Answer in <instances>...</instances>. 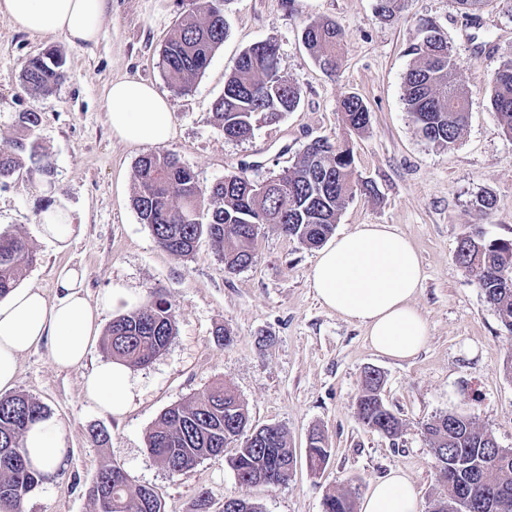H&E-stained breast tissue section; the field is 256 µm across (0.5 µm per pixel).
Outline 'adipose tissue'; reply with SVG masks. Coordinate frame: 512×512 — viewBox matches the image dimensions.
Wrapping results in <instances>:
<instances>
[{
    "label": "adipose tissue",
    "mask_w": 512,
    "mask_h": 512,
    "mask_svg": "<svg viewBox=\"0 0 512 512\" xmlns=\"http://www.w3.org/2000/svg\"><path fill=\"white\" fill-rule=\"evenodd\" d=\"M107 0H0V16L15 29L62 34L69 41L97 42ZM107 121L114 139L163 145L176 130L165 96L133 76L115 80L107 93ZM424 271L411 242L388 224H361L336 236L318 254L310 286L321 303L367 332L373 349L392 359L415 356L427 336L425 318L413 305ZM54 299L41 289L22 288L0 299V391L12 389L21 354L46 346L61 369L81 365L100 333L101 315L128 313L139 305L136 293L114 288L99 300L82 290L77 271H61ZM89 399L113 416L124 415L131 400L130 370L118 360L94 367L84 380ZM31 463L52 476L63 463L67 434L53 418L33 424L25 437ZM361 512H419L418 500L402 471H392L363 497Z\"/></svg>",
    "instance_id": "adipose-tissue-1"
}]
</instances>
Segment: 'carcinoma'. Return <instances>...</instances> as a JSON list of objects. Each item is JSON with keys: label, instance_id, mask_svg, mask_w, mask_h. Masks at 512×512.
<instances>
[{"label": "carcinoma", "instance_id": "obj_1", "mask_svg": "<svg viewBox=\"0 0 512 512\" xmlns=\"http://www.w3.org/2000/svg\"><path fill=\"white\" fill-rule=\"evenodd\" d=\"M231 0H189L160 49L164 76L177 94L192 91L227 33L226 11ZM402 0H376V13L389 19ZM421 36L409 48L414 64L405 78V103L421 136L440 147L454 145L466 125L469 97L457 83L458 55L446 33L435 23L420 24ZM345 40L331 19L305 24L302 43L319 68L333 75ZM63 61L48 53L26 61L21 86L50 96L65 77ZM301 89L279 68L278 48L272 41L245 49L224 93L213 103L216 125L228 140L251 137L257 124H274L295 111ZM490 104L504 129L512 134V59L494 74ZM342 120L357 132L370 123V111L356 95L340 103ZM37 112L19 116L20 137L0 150V185L27 178L35 187L53 176L51 158L33 139ZM28 156L30 166L23 164ZM371 191L356 175L353 153L326 138L307 143L296 163L258 183L246 172L231 173L209 187L169 152L157 151L135 165L133 205L149 225L158 246L183 257L194 254L206 235L224 259V268H247L264 225L273 224L288 238L308 247L320 246L334 231L338 215L358 190ZM26 241L0 234V298L9 294L33 264ZM456 260L481 288L486 303L512 336V238L489 239L480 232L464 235ZM176 327L172 305L161 295L152 302L112 320L105 350L132 367L144 366L167 348ZM383 379L376 369L364 372L356 403L361 423L391 439L402 432L400 419L381 395ZM48 416L47 407L25 395L0 397V512H23L28 493L44 480L26 457L23 441L29 426ZM435 457L436 495L430 512H500L504 498L512 502V448H502L491 432L470 416L450 411L422 424ZM240 443L229 458L239 483L276 487L288 481L297 465L286 431L268 424L253 428L247 408L222 383L202 396L169 407L147 435L148 449L168 472L179 474L205 458L224 456V448ZM325 437L308 439L306 463L318 472L328 462ZM95 512H164L162 500L145 485L133 483L114 464L103 466L91 490ZM323 512H355L354 492L340 490L323 500Z\"/></svg>", "mask_w": 512, "mask_h": 512}]
</instances>
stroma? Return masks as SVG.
<instances>
[{
  "mask_svg": "<svg viewBox=\"0 0 512 512\" xmlns=\"http://www.w3.org/2000/svg\"><path fill=\"white\" fill-rule=\"evenodd\" d=\"M187 0H108L95 46L71 44L63 35L41 36L13 28L0 16V148L18 134V115H40L39 143L55 167L51 182L35 189L0 187V232L25 238L36 260L19 282L53 295L59 272L78 267L84 289L97 298L126 288L151 301L161 292L172 303L176 332L160 356L131 370L132 403L123 417L108 414L83 391L85 375L107 361L97 338L83 366L60 369L46 347L19 359L15 393L44 403L68 435L59 475L29 493L24 512H93L90 491L101 466L118 463L135 483L154 488L164 512H194L208 494L211 512L224 500L258 502L262 512H322L326 495L355 488L365 495L393 469L410 479L419 512L435 492V460L421 425L455 411L469 415L512 448V378L502 367L512 358V336L502 328L479 286L455 260L462 236L483 230L490 238L512 237V136L489 106L490 80L512 58V0H487L472 23L457 0H404L390 20L378 17L375 0H233L228 35L192 92H171L159 51ZM329 18L346 34L336 75L322 72L301 39L304 22ZM435 22L457 51L458 82L470 92L467 124L459 141L441 148L418 133L404 101L413 64L409 45L422 21ZM274 41L281 70L300 86L299 107L252 137L225 139L212 105L224 91L240 53ZM54 53L64 61L65 81L48 97L24 92L25 60ZM127 75L139 76L167 94L176 154L204 186L229 173L246 172L258 182L291 167L313 138L349 147L371 193H360L338 217L336 234L361 224H389L414 246L426 279L414 304L427 321L422 351L393 360L369 345L364 328L321 304L309 275L317 249L266 225L253 263L228 271L209 238L193 256L173 255L154 241L132 204L134 166L154 152L148 143L112 138L106 121V90ZM359 96L371 112L366 130L342 121L340 101ZM497 198L482 211L483 192ZM67 209L72 234L66 247L45 238V203ZM230 334V343L216 336ZM384 379L382 397L401 419L398 440L363 425L356 400L367 369ZM224 382L245 404L253 424H277L304 455L312 430H323L331 456L320 474L298 463L286 484H240L227 458L201 460L170 474L150 454L147 434L170 406Z\"/></svg>",
  "mask_w": 512,
  "mask_h": 512,
  "instance_id": "35a3bbf8",
  "label": "stroma"
}]
</instances>
